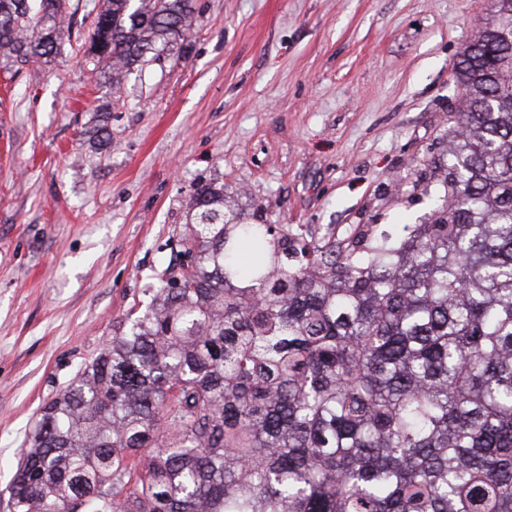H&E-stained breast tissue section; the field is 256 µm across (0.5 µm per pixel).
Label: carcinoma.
I'll return each mask as SVG.
<instances>
[{"label": "carcinoma", "mask_w": 512, "mask_h": 512, "mask_svg": "<svg viewBox=\"0 0 512 512\" xmlns=\"http://www.w3.org/2000/svg\"><path fill=\"white\" fill-rule=\"evenodd\" d=\"M192 0H100L119 89ZM66 0H0V55L48 63ZM512 0L461 52L444 195L336 241L191 196L143 308L41 408L15 512H512Z\"/></svg>", "instance_id": "cac0c4a2"}]
</instances>
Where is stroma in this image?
<instances>
[{
    "instance_id": "obj_1",
    "label": "stroma",
    "mask_w": 512,
    "mask_h": 512,
    "mask_svg": "<svg viewBox=\"0 0 512 512\" xmlns=\"http://www.w3.org/2000/svg\"><path fill=\"white\" fill-rule=\"evenodd\" d=\"M68 0L51 63L0 58V512L54 397L176 256L198 184L343 238L418 224L490 0H193L183 43L113 99Z\"/></svg>"
}]
</instances>
